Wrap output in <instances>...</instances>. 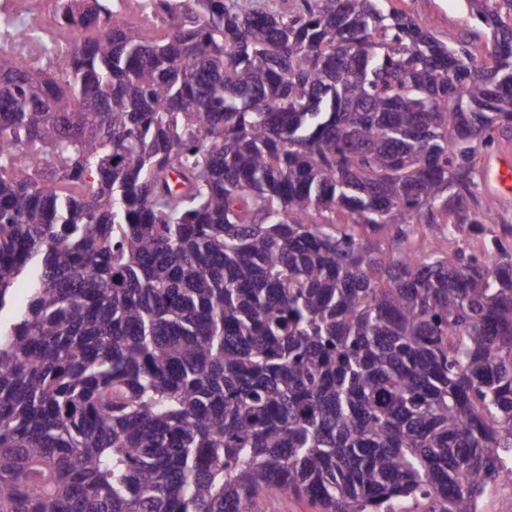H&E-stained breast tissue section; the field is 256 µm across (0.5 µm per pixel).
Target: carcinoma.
<instances>
[{"mask_svg":"<svg viewBox=\"0 0 512 512\" xmlns=\"http://www.w3.org/2000/svg\"><path fill=\"white\" fill-rule=\"evenodd\" d=\"M110 2L54 72L0 55V512H479L512 0H466L480 50L391 0Z\"/></svg>","mask_w":512,"mask_h":512,"instance_id":"cac0c4a2","label":"carcinoma"}]
</instances>
